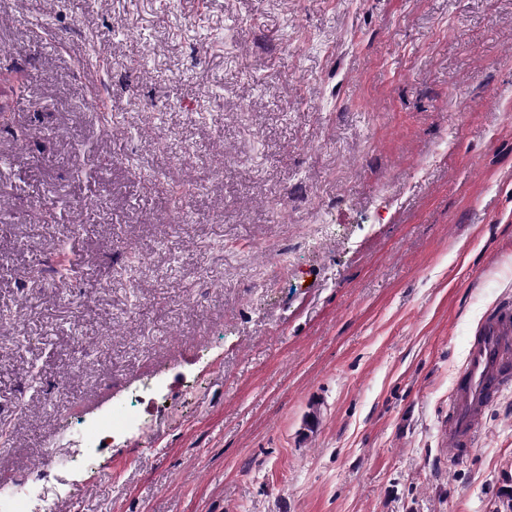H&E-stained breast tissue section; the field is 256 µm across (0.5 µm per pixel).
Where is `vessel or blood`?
I'll return each mask as SVG.
<instances>
[{
	"label": "vessel or blood",
	"instance_id": "obj_1",
	"mask_svg": "<svg viewBox=\"0 0 512 512\" xmlns=\"http://www.w3.org/2000/svg\"><path fill=\"white\" fill-rule=\"evenodd\" d=\"M512 391V303L496 307L476 330L449 400L444 433L448 454L460 457L476 447L483 415Z\"/></svg>",
	"mask_w": 512,
	"mask_h": 512
}]
</instances>
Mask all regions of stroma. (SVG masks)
Listing matches in <instances>:
<instances>
[{"instance_id":"1","label":"stroma","mask_w":512,"mask_h":512,"mask_svg":"<svg viewBox=\"0 0 512 512\" xmlns=\"http://www.w3.org/2000/svg\"><path fill=\"white\" fill-rule=\"evenodd\" d=\"M19 67L0 483L124 405L48 512H498L512 392L462 458L444 422L512 300V0H0ZM141 424L140 416L131 409L124 407H112V411L106 415L98 417L92 424L83 427L79 440L85 451L82 457L70 459L71 464L64 468L74 470L77 464L84 461L89 450L97 448L103 440L116 434L119 431H125L130 428L139 427Z\"/></svg>"}]
</instances>
